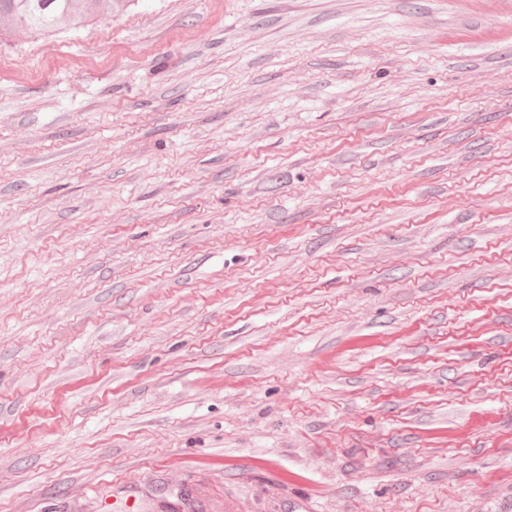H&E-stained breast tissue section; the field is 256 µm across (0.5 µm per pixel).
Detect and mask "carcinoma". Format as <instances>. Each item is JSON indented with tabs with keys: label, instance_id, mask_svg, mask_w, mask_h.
<instances>
[{
	"label": "carcinoma",
	"instance_id": "1",
	"mask_svg": "<svg viewBox=\"0 0 512 512\" xmlns=\"http://www.w3.org/2000/svg\"><path fill=\"white\" fill-rule=\"evenodd\" d=\"M135 0H0V17L15 30L56 35L76 21L93 23L122 10Z\"/></svg>",
	"mask_w": 512,
	"mask_h": 512
}]
</instances>
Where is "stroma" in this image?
<instances>
[{"instance_id":"stroma-1","label":"stroma","mask_w":512,"mask_h":512,"mask_svg":"<svg viewBox=\"0 0 512 512\" xmlns=\"http://www.w3.org/2000/svg\"><path fill=\"white\" fill-rule=\"evenodd\" d=\"M512 512V0H136L0 40V512Z\"/></svg>"}]
</instances>
